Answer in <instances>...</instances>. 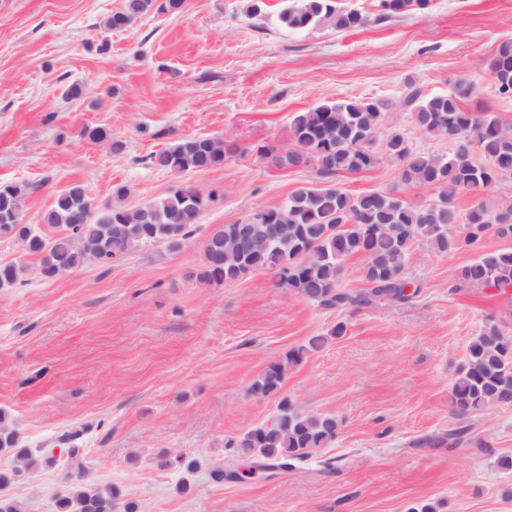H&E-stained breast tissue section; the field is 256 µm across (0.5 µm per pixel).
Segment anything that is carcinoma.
I'll list each match as a JSON object with an SVG mask.
<instances>
[{
	"label": "carcinoma",
	"instance_id": "cac0c4a2",
	"mask_svg": "<svg viewBox=\"0 0 512 512\" xmlns=\"http://www.w3.org/2000/svg\"><path fill=\"white\" fill-rule=\"evenodd\" d=\"M431 0H380L382 16L424 10ZM185 0H125L122 10L105 21L108 30H121L149 13L178 12ZM279 21L288 30H304L329 22L340 30H354L370 23L369 15L337 6L336 0H288ZM498 94L512 97V41L499 45L490 63ZM474 87L459 83L446 95L422 97L415 84L407 83L403 105L410 108L417 127L453 143L448 154L413 150L401 133L382 131L388 102L344 100L297 112L291 121L294 148L274 157L279 167H311L324 180L341 173H360L375 168L384 155L401 161L400 180L408 187L437 190L431 202L415 206L397 191L374 190L353 195L329 185L300 187L279 206L261 216L250 213L247 239L239 223L224 224L207 237L199 279L209 284L234 282L253 269L274 272L280 281L304 298L328 310H342L382 299L408 303L419 294L418 285L404 276L406 260L419 243L448 254L463 246H478L492 230L500 238H512V200L491 210L483 194L501 180L512 178V130L493 113L467 109L463 100ZM240 152L222 138L188 137L155 155L157 164L175 173L206 171ZM472 197L461 210L456 199ZM23 184L0 183V238L15 240L26 254L38 258L40 274L55 278L93 261L110 267L131 252L153 244L179 249L198 224L202 211L213 201L192 185H182L162 198L137 208L124 204L127 189L119 186L117 201L98 209L84 186L61 191L45 209L40 223L55 230L46 237L25 222ZM463 225L464 234L456 232ZM366 259L364 279L369 288L353 294L342 288L345 261ZM23 268L0 265V288L17 283ZM459 287L506 289L512 287V250H484L457 272ZM324 338L312 337L267 365L251 384L250 393L268 397L278 393L288 370L301 364L321 347ZM512 403V336L493 320L472 337L464 363L451 388V406L461 424L435 439L442 445L467 440L471 414L491 405ZM0 451L11 452L20 462L10 475H0V491L18 474L35 469L39 460L19 447L15 432L2 425ZM341 421L323 413H305L282 397L273 418L226 443L235 457L252 463L247 469L224 465L211 470L218 483L224 478L243 481L258 469L270 476L296 468L311 454L336 439ZM77 435L68 437L70 448L64 479L73 491L58 500L59 512H114L118 491L87 489L77 480L83 470Z\"/></svg>",
	"mask_w": 512,
	"mask_h": 512
}]
</instances>
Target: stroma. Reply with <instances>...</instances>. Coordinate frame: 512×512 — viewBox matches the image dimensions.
Here are the masks:
<instances>
[{
	"label": "stroma",
	"instance_id": "1",
	"mask_svg": "<svg viewBox=\"0 0 512 512\" xmlns=\"http://www.w3.org/2000/svg\"><path fill=\"white\" fill-rule=\"evenodd\" d=\"M124 3L0 0V182L31 185L25 220L34 225L73 184L100 206L120 185L130 207L182 184L216 197L181 250L148 245L51 280L17 241L0 239V264L25 267L0 289V411L20 447L43 460L9 495L26 512H58L74 433L84 485L117 489L137 512H512L503 464L512 405L473 414L466 445L434 442L457 424L450 387L470 339L490 318L512 334V288L456 285L479 249L418 244L404 270L420 287L413 302L343 311L317 307L264 269L224 285L198 277L216 227L278 206L297 187H323L312 168H281L262 152L293 147L294 113L387 99L384 132L445 154L451 142L420 130L400 102L410 82L433 95L466 81L476 90L465 107H488L512 127V98L497 94L488 68L512 41V0H432L387 20L379 0H338L370 24L296 32L278 21L284 0H187L180 12L104 32ZM73 84L81 96L67 97ZM89 127L110 140H90ZM194 136L241 152L206 171L157 165L155 154ZM336 182L355 195L395 189L415 205L437 194L402 185L389 157ZM340 322L344 335L331 336ZM314 336L324 346L289 369L282 394L302 411L336 415L335 442L272 479L213 482L226 441L276 412L278 398L250 395L252 382Z\"/></svg>",
	"mask_w": 512,
	"mask_h": 512
}]
</instances>
